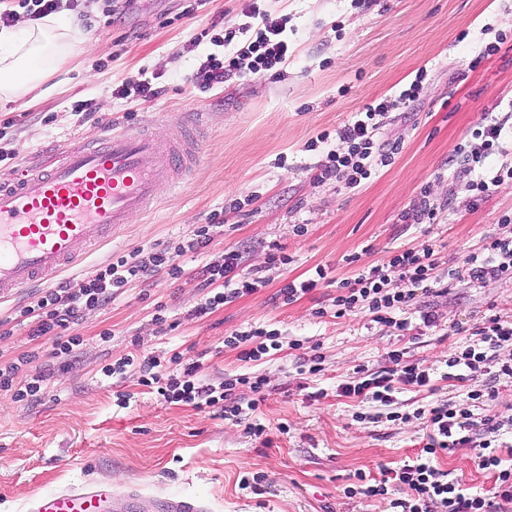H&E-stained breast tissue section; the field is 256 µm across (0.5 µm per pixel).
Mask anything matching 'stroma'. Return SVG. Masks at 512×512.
<instances>
[{"label":"stroma","mask_w":512,"mask_h":512,"mask_svg":"<svg viewBox=\"0 0 512 512\" xmlns=\"http://www.w3.org/2000/svg\"><path fill=\"white\" fill-rule=\"evenodd\" d=\"M268 20L288 17V64L275 76L244 77L200 91L192 81L199 61L214 46L202 30L223 34L228 20L242 21L245 0H206L185 14V0H131L122 18L106 25L104 0H81L62 9L60 22L90 15L78 42L52 64L34 93L0 101V148L15 164H0V181L16 165L39 166L67 152L74 139L104 122L149 126L201 112L199 160L182 172L180 192L162 193L146 214L97 245L64 271L74 284L94 279L111 259L138 249L174 250L214 212L224 227L207 252L179 256L177 278L160 273L136 281L103 307L88 311L69 335L81 342L66 358L55 356L57 339L34 338L21 310L45 292L24 288L0 300L10 333L0 335V368L16 365L14 389L47 380L38 402L16 400L0 390V512H33L36 496L104 478L118 488L148 496L164 493L209 499L212 512H392L388 495H349L355 472L378 476L380 466L415 464L422 424L414 411L447 402L458 408L465 391L445 380L446 362L488 307L512 316V278L454 279L446 294L418 295L402 310L417 320L436 310L438 327L418 336L371 322L356 310L336 319L316 311L353 280L360 264L388 260L433 241L439 269H461L486 236L512 238V181L477 198L470 176L454 156L459 143L485 113L505 117L503 140L512 143V0H257ZM498 50L484 56L488 44ZM425 71L420 102L412 113H389L383 136L401 146L391 165L355 190L314 179L313 167L330 150L345 151L335 134L351 113L380 100ZM145 75L163 92L155 98H115L125 78ZM90 101L91 120L75 104ZM326 144L307 150L321 133ZM442 211L434 224H407L421 190ZM251 197L242 211L233 199ZM290 261L272 262L275 247ZM239 251L242 265L261 270L267 284L211 314L193 311L206 296L201 268ZM359 264V265H360ZM325 268L330 286L283 303L282 285ZM277 331L279 349L246 364L225 347L232 331ZM430 369L435 393L414 388L396 396L394 408L408 421L382 419V406H355L337 396L338 384L359 372L388 369L387 354ZM204 357V383L220 385L238 375L265 381L266 398L241 421L182 403L160 401L140 383L138 366L123 377L105 368L129 356ZM320 354L321 370L309 373L305 357ZM325 390L324 398L307 393ZM260 424L263 437L249 434ZM471 494H486L490 476L471 449L435 460Z\"/></svg>","instance_id":"obj_1"}]
</instances>
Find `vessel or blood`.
Instances as JSON below:
<instances>
[{"instance_id":"1","label":"vessel or blood","mask_w":512,"mask_h":512,"mask_svg":"<svg viewBox=\"0 0 512 512\" xmlns=\"http://www.w3.org/2000/svg\"><path fill=\"white\" fill-rule=\"evenodd\" d=\"M198 161L178 124L153 129L104 126L54 166L18 170L0 182V298L48 281L78 263L110 230L131 223L180 170ZM159 512H211L208 501L161 496ZM143 497L107 481L44 493L35 512H141Z\"/></svg>"}]
</instances>
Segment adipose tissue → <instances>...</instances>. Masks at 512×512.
<instances>
[{
    "instance_id": "obj_1",
    "label": "adipose tissue",
    "mask_w": 512,
    "mask_h": 512,
    "mask_svg": "<svg viewBox=\"0 0 512 512\" xmlns=\"http://www.w3.org/2000/svg\"><path fill=\"white\" fill-rule=\"evenodd\" d=\"M26 32L23 42H15L13 31L0 30V100H14L28 94L43 78L41 62L74 38V25L58 26L52 18L36 22L18 21Z\"/></svg>"
}]
</instances>
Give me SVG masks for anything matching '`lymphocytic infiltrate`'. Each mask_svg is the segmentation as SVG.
Masks as SVG:
<instances>
[{"label": "lymphocytic infiltrate", "instance_id": "lymphocytic-infiltrate-1", "mask_svg": "<svg viewBox=\"0 0 512 512\" xmlns=\"http://www.w3.org/2000/svg\"><path fill=\"white\" fill-rule=\"evenodd\" d=\"M243 14L247 18L245 24L228 26L223 37L214 38V45H226L229 51L222 55L208 54L200 64L197 71L200 90L223 86L235 77L276 73L287 64V20L268 22L255 0H250ZM421 86V79H414L400 91L354 113L337 131L338 138L347 146L346 151H327L316 165V180H333L344 188L354 189L388 166L399 146L394 143L382 147L378 142L379 131L389 112H405L415 107ZM503 128L502 120L485 114L465 143L456 149L463 158L465 173L473 177L472 187L478 196H485L493 187L512 180V163L498 166L493 163L494 158L505 152L501 141ZM223 224L220 214H212L209 223L201 225L175 251L147 254L137 251L109 262L89 282L78 286L68 280L57 283L24 310L25 317L33 321L32 336H45L78 322L85 311L102 306L112 296L123 293L132 282L148 280L161 272L179 276L181 268L175 262L176 256L205 250L214 239L215 229ZM435 255V244L428 242L403 250L387 261L361 268L343 293L333 298L330 309H317V316L330 312L340 318L360 309L367 311L373 322L401 332L413 331L418 324L425 328L438 326L439 317L432 310L421 313L416 324L394 316L395 311L407 306L418 293L434 291L439 283L433 274ZM462 270L477 280L511 275L512 239L488 238L482 249L466 256ZM203 276L209 293L197 308L201 314L213 312L265 284L257 270L243 268L241 256L234 250L225 251L222 262L206 264ZM395 280L400 282V289H391L390 284ZM473 334L472 343L448 358L449 378L469 385L470 400L487 401L495 395L494 382L512 380V362L501 360L498 355L505 344H512V317L497 313L485 316ZM224 345L236 350L238 360L245 363L260 360L279 347L275 331L260 327L233 331L225 337ZM404 355L401 349L389 351L390 368L338 385L337 396L389 406L398 390L430 387L429 372L405 360ZM171 363L179 365V374L169 373L167 366ZM141 367L142 385L154 388L164 401L181 402L200 411L214 408L231 421L237 420L243 409H256L264 400L262 381L243 375L218 389L203 383L202 360L186 361L177 353L166 362L154 356L144 358ZM415 416L425 429L422 451L426 459L391 470L390 481L407 489L406 497L390 502L396 512H500L502 504L512 503V467L503 466L501 457L492 448L493 438L498 437L504 426L502 420L493 415L478 417L470 409H451L444 404L418 408ZM477 428L482 429L483 440H474L473 431ZM464 447L474 449L479 469L491 475V497L465 493L460 481L449 479L447 471L435 465L439 454Z\"/></svg>", "mask_w": 512, "mask_h": 512}]
</instances>
